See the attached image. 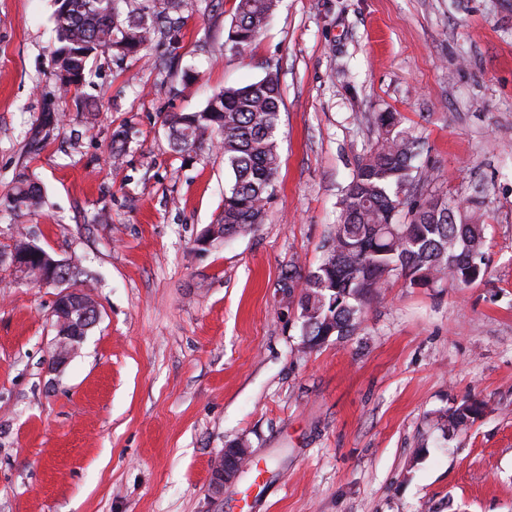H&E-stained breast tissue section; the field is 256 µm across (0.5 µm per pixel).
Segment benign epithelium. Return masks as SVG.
<instances>
[{
  "instance_id": "benign-epithelium-1",
  "label": "benign epithelium",
  "mask_w": 512,
  "mask_h": 512,
  "mask_svg": "<svg viewBox=\"0 0 512 512\" xmlns=\"http://www.w3.org/2000/svg\"><path fill=\"white\" fill-rule=\"evenodd\" d=\"M54 312L58 316L54 363L63 366L80 347L86 331L96 322L98 311L82 296L79 289L66 288L58 298ZM248 457V448L243 443L225 448L211 469V494H221L224 484L237 475Z\"/></svg>"
}]
</instances>
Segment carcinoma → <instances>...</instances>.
Returning a JSON list of instances; mask_svg holds the SVG:
<instances>
[{"mask_svg": "<svg viewBox=\"0 0 512 512\" xmlns=\"http://www.w3.org/2000/svg\"><path fill=\"white\" fill-rule=\"evenodd\" d=\"M58 0L54 15L57 46L54 75L61 89L77 91L91 76L90 60L128 57L149 46L179 49L187 0ZM278 0H237L227 43L238 52L263 33ZM283 104L279 78L229 86L194 112L165 116L173 149L189 154L211 136L224 154L231 180L224 193L226 239L256 231L276 192L280 167L276 131ZM377 138L358 162L339 200L340 216L322 262L303 276H288L299 289L301 336L310 347L320 336H349L363 322L364 305L401 278L411 288L462 290L488 272L485 251L484 189L476 186L470 206L435 191L422 192L416 160L424 142L400 128L395 112L373 117ZM44 204L39 183L25 172L0 208L16 216L33 215ZM16 255L27 254L23 273L35 280L55 269L57 259L22 238ZM483 412V403L467 396L448 411L455 432Z\"/></svg>", "mask_w": 512, "mask_h": 512, "instance_id": "obj_1", "label": "carcinoma"}]
</instances>
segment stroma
Here are the masks:
<instances>
[{
  "instance_id": "1",
  "label": "stroma",
  "mask_w": 512,
  "mask_h": 512,
  "mask_svg": "<svg viewBox=\"0 0 512 512\" xmlns=\"http://www.w3.org/2000/svg\"><path fill=\"white\" fill-rule=\"evenodd\" d=\"M57 7L0 0V194L21 171L45 194L0 212V512H512V0H279L240 53L235 0H188L177 59L101 56L69 93ZM270 71L277 194L254 234L200 245L230 175L211 144L174 152L164 117ZM378 112L425 138L431 190L484 188L489 273L392 281L353 335L305 350L286 276L322 259ZM22 235L94 275L98 319L59 369V290L16 273ZM468 395L482 416L449 432ZM237 442L250 463L213 497ZM249 451L245 444L236 443L224 449L210 473L209 487L211 494L220 495L224 491V484L232 480L247 461Z\"/></svg>"
}]
</instances>
